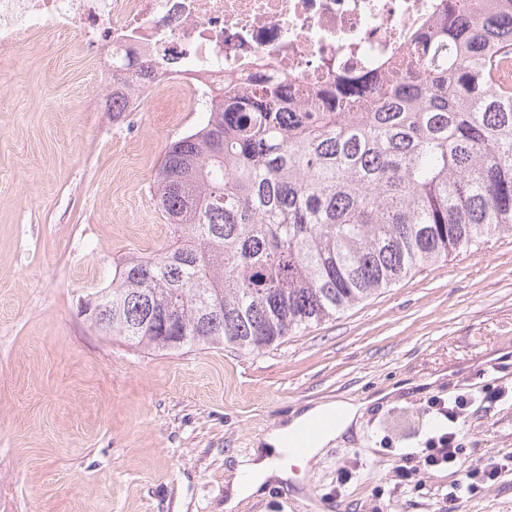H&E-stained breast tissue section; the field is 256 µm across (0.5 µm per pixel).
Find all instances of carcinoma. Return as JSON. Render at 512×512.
Segmentation results:
<instances>
[{
    "label": "carcinoma",
    "mask_w": 512,
    "mask_h": 512,
    "mask_svg": "<svg viewBox=\"0 0 512 512\" xmlns=\"http://www.w3.org/2000/svg\"><path fill=\"white\" fill-rule=\"evenodd\" d=\"M223 84L154 184L172 244L125 260L106 336L253 352L336 318L412 272L512 237V0L414 34L382 74ZM221 313H202L207 303Z\"/></svg>",
    "instance_id": "cac0c4a2"
}]
</instances>
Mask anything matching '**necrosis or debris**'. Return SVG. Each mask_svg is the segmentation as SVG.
I'll return each mask as SVG.
<instances>
[{"instance_id":"4bbe7bcc","label":"necrosis or debris","mask_w":512,"mask_h":512,"mask_svg":"<svg viewBox=\"0 0 512 512\" xmlns=\"http://www.w3.org/2000/svg\"><path fill=\"white\" fill-rule=\"evenodd\" d=\"M447 19L448 0H0V51L75 32L92 57L162 61L191 100L268 78L311 111L322 87L381 72L416 30Z\"/></svg>"}]
</instances>
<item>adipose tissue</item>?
Returning a JSON list of instances; mask_svg holds the SVG:
<instances>
[{"instance_id": "ef3b65f1", "label": "adipose tissue", "mask_w": 512, "mask_h": 512, "mask_svg": "<svg viewBox=\"0 0 512 512\" xmlns=\"http://www.w3.org/2000/svg\"><path fill=\"white\" fill-rule=\"evenodd\" d=\"M361 409V404L347 399L324 402L304 412L292 414L288 422L271 430L263 439V448L254 453L248 464L240 466L234 472L230 494L224 504L226 512H234L241 500L264 493L272 482H285L291 478L290 465L295 458L290 451V444L294 436L311 421L330 417L334 423L309 444L305 452L309 458L320 454L326 445L356 424Z\"/></svg>"}]
</instances>
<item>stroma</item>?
Wrapping results in <instances>:
<instances>
[{
	"label": "stroma",
	"mask_w": 512,
	"mask_h": 512,
	"mask_svg": "<svg viewBox=\"0 0 512 512\" xmlns=\"http://www.w3.org/2000/svg\"><path fill=\"white\" fill-rule=\"evenodd\" d=\"M35 42L0 57V512H224L263 436L336 399L368 406L295 479L305 502L272 486L237 512H512V399L486 397L512 387V238L260 351L130 347L82 307L121 260L169 247L154 175L206 115L175 92L150 112H111L105 67L76 39ZM457 394L472 398L464 463L503 472L451 507L456 467L408 489L393 469L439 428L430 402Z\"/></svg>",
	"instance_id": "stroma-1"
}]
</instances>
